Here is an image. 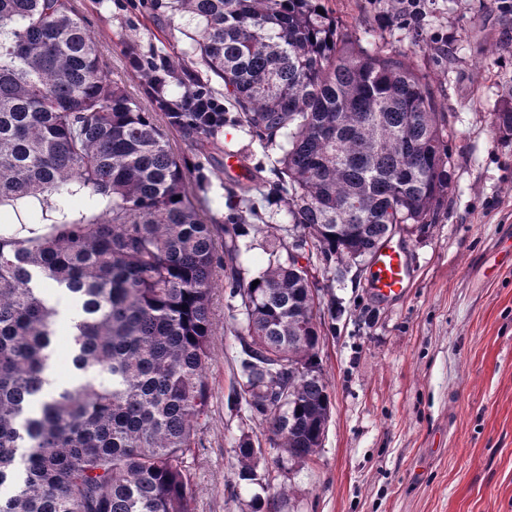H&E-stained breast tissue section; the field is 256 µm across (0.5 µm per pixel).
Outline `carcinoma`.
<instances>
[{"label":"carcinoma","instance_id":"obj_1","mask_svg":"<svg viewBox=\"0 0 512 512\" xmlns=\"http://www.w3.org/2000/svg\"><path fill=\"white\" fill-rule=\"evenodd\" d=\"M158 7L196 21L192 53L231 111L170 112L161 91V126L108 79L73 0H0V206L42 215L27 236L0 232V512H190L224 268L242 315V399L276 449L262 467L243 434L232 468L267 493L252 512L278 504L331 413L318 285L299 259L314 250L342 279L393 231L430 228L448 202L447 113L409 57L340 34L322 0ZM227 123L279 150L272 194L292 242L264 222L251 175L227 189L224 223L202 219L207 157ZM493 123L512 140V96ZM173 131L197 161L174 151ZM64 195L87 206L73 213ZM251 231L273 242L245 280ZM66 312L73 375L47 392Z\"/></svg>","mask_w":512,"mask_h":512}]
</instances>
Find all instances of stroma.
Listing matches in <instances>:
<instances>
[{"instance_id": "stroma-1", "label": "stroma", "mask_w": 512, "mask_h": 512, "mask_svg": "<svg viewBox=\"0 0 512 512\" xmlns=\"http://www.w3.org/2000/svg\"><path fill=\"white\" fill-rule=\"evenodd\" d=\"M109 78L151 108L132 51L161 53L178 72L206 81L191 55L189 16L147 0H75ZM343 31L408 55L448 114V204L424 234L403 237L411 285L382 300L369 275L338 281L319 255L326 336L320 346L331 415L318 455L294 466L278 512H512V144L492 113L512 92V15L495 0H425L423 18L394 21L388 0H326ZM226 148L260 167L277 149L241 128ZM215 333L210 413L191 469L192 512H250L255 485L230 464L242 433L261 427L234 404L240 347L228 290L211 297Z\"/></svg>"}]
</instances>
